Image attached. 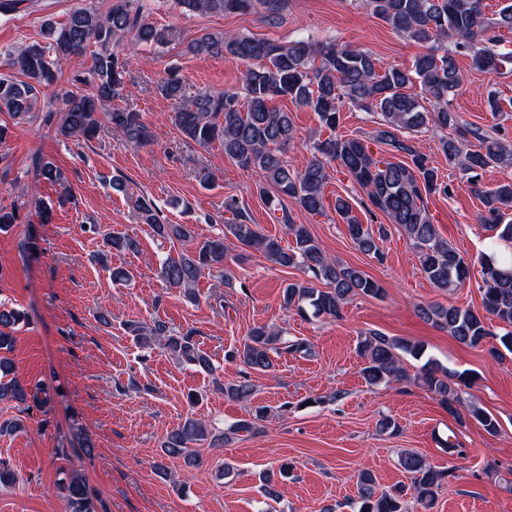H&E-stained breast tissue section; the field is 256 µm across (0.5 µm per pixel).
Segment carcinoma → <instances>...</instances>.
Returning a JSON list of instances; mask_svg holds the SVG:
<instances>
[{"instance_id": "carcinoma-1", "label": "carcinoma", "mask_w": 512, "mask_h": 512, "mask_svg": "<svg viewBox=\"0 0 512 512\" xmlns=\"http://www.w3.org/2000/svg\"><path fill=\"white\" fill-rule=\"evenodd\" d=\"M176 3L193 13L244 12L259 3L272 14L278 0H176ZM365 4L395 31L414 42L429 45V50L415 59L412 68L389 67L381 72L372 54L334 42L316 44L297 39L276 43L207 32L189 43V51L247 63L241 76L245 96L234 90L214 93L202 89L186 100L184 81L174 70L166 73L157 89L162 97L178 103L172 118L186 139L201 147L217 140L223 145L224 154L239 167L259 173L257 191L269 204L279 205L280 197L287 196L309 213L322 212L328 169L338 166L365 190L364 206L370 215L380 212L389 223L401 228L433 287L443 292L453 291L467 279L469 266L448 245V240L439 235L427 206L430 196L448 195L449 184L428 156L399 133L418 132L431 125L453 130L452 135L440 137L437 149L449 164L466 173L512 161V144L490 136L478 126L460 123L456 113L448 110V96L464 84L456 53L467 52L477 70L498 69L501 54L495 46L501 37L497 32L503 28L512 30V3L503 6L492 18L484 12V0H365ZM42 35L45 44L34 42L8 54L9 67L24 79L0 76V112L9 113L20 122L28 121L35 112L39 90L57 83L58 66L89 51L91 65L74 71L71 83L87 84L92 92L59 90L58 106L49 111V117L56 118L57 132L67 139L89 142L104 121L121 131L128 145L136 148L147 144L152 133L142 114L118 106L114 100L120 98L125 86L129 47L162 44L167 40L166 31L146 21L134 0H112L104 15L91 7L78 6L60 27L47 21ZM452 36L461 37L462 42L450 52L444 42ZM416 84L435 103L437 111H427L418 96L406 92ZM279 97L311 108L320 123L331 131L337 129L341 108L346 103L379 114L382 122L373 132V140L401 154L402 160L382 161L374 157L363 140L333 134L313 142L312 157L304 167L291 166L285 151L293 139L294 124L287 112L274 106V100ZM472 139L478 142L475 150L469 149ZM33 172L44 181H62L61 171L42 156L34 158ZM473 188L483 206L480 223L488 225L498 238L512 241V219H506V212L512 211V182L493 187L476 182ZM136 207L143 223L150 225L158 238L194 243V248L169 255L160 264V278L164 283L182 289L189 299L194 297L195 286L205 272L222 269L228 259L242 258L250 250L263 254L277 266L304 270L306 279L290 282L282 291L283 309L294 308L300 315L338 318L350 297H378L382 293L381 286L363 271L327 256L307 225L291 223L286 214L284 227L286 236L292 239L290 246L244 223L234 197L225 199L224 209L236 221L224 225V235L200 242L194 225L168 223L161 209L151 201L139 198ZM336 212L347 225L358 250L383 261L385 254L380 242L386 236L384 225L376 228L362 223L342 198L336 199ZM104 246L133 251L138 242L127 235L112 234L104 238ZM236 248L239 252L231 254ZM481 263L483 312L441 303L420 305L416 312L423 321L474 348L492 335L489 322L495 320L508 327L499 337L502 349H490L494 358L502 360L505 353L512 354V262H505L492 252L483 254ZM318 283L322 287H316ZM126 330L144 344L150 337L163 336L165 347L173 356L212 371L211 360L192 342L190 332L171 336L162 321L153 322L148 329L129 323ZM12 347L13 336L0 331V401L39 407L48 401L47 391L40 383L30 387L13 376L12 363L1 355ZM358 350L365 359L363 377L371 385L389 386L411 379L404 356L418 360L424 355L422 344L379 332L359 337ZM308 351L306 343L288 341L282 334L258 325L248 331L243 344L229 358L253 371L265 372L273 367L274 354ZM411 380L433 394L450 415L463 419L459 386L467 384L465 373L428 360ZM252 391L246 377L224 385V396L231 399H247ZM466 417L489 433L498 431L497 418L480 407L467 406ZM205 437L207 428L203 423L187 418L166 433L162 448L165 455L181 456L186 465L196 466L199 457L191 445ZM401 466L411 474V488L417 502L425 508L431 506L446 473L412 452L401 458ZM56 485L65 492L71 512H98L95 497L81 475L65 473ZM357 493L356 512L406 510L407 488L398 486L379 494L376 481L369 473L359 476Z\"/></svg>"}]
</instances>
